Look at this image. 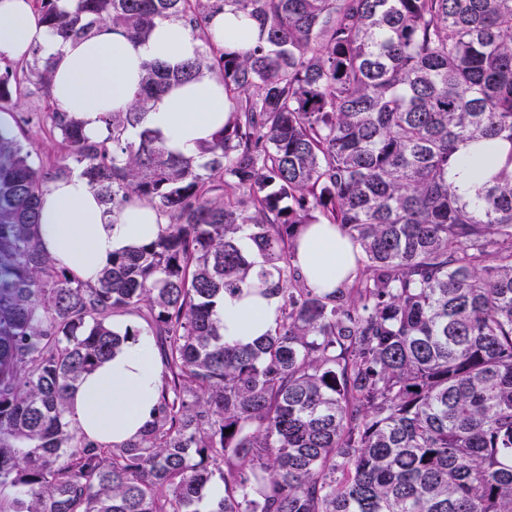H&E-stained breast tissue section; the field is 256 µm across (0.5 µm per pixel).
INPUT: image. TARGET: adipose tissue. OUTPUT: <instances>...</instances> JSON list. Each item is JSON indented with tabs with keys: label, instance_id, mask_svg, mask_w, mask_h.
I'll return each mask as SVG.
<instances>
[{
	"label": "adipose tissue",
	"instance_id": "ef3b65f1",
	"mask_svg": "<svg viewBox=\"0 0 512 512\" xmlns=\"http://www.w3.org/2000/svg\"><path fill=\"white\" fill-rule=\"evenodd\" d=\"M247 20L215 14L208 25L210 44L237 49L251 38ZM199 42L178 20L162 19L146 37L132 40L111 24H100L87 38L65 40L46 24L34 0H0V59L24 60L41 53L50 61V97L61 111L74 114L87 137L103 133L107 112L126 111L149 61L176 66L193 58ZM224 85L204 72L193 81L171 87L151 104L150 128L169 150L187 157L229 118ZM449 178L460 194L473 197V159L496 168L502 150L468 145L457 152ZM39 243L80 282L96 283L113 253L155 241L166 228L165 217L152 205L135 203L109 216L86 179L77 172L50 180L40 195ZM294 263L308 285L333 289L356 269L351 243L333 224H312L301 234ZM216 313L227 340L247 344L265 335L278 314L275 297L257 292H225ZM113 331L125 340L107 360L82 377L73 391L67 418L102 446L141 433L155 416L163 366L155 337L135 317L113 318Z\"/></svg>",
	"mask_w": 512,
	"mask_h": 512
}]
</instances>
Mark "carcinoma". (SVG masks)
<instances>
[{"label": "carcinoma", "mask_w": 512, "mask_h": 512, "mask_svg": "<svg viewBox=\"0 0 512 512\" xmlns=\"http://www.w3.org/2000/svg\"><path fill=\"white\" fill-rule=\"evenodd\" d=\"M38 3L65 40L176 18L206 44L218 10L256 39L147 64L97 141L52 107L49 169L0 138V512H512V0ZM20 69L49 88L48 61ZM205 70L231 115L196 159L147 115ZM467 143L506 150L474 200L448 179ZM71 160L107 212L137 200L167 219L93 285L38 245L40 194ZM323 221L357 250L331 291L293 264ZM257 283L276 325L224 339L216 299ZM125 314L165 370L153 421L103 448L68 399Z\"/></svg>", "instance_id": "1"}]
</instances>
